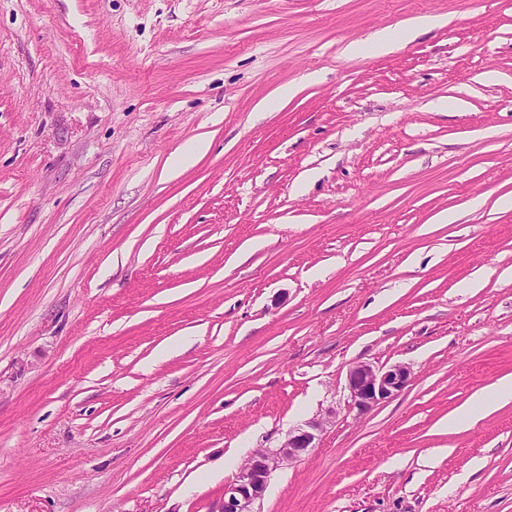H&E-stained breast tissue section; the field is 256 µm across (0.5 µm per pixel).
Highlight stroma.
Returning <instances> with one entry per match:
<instances>
[{"instance_id": "stroma-1", "label": "stroma", "mask_w": 512, "mask_h": 512, "mask_svg": "<svg viewBox=\"0 0 512 512\" xmlns=\"http://www.w3.org/2000/svg\"><path fill=\"white\" fill-rule=\"evenodd\" d=\"M511 196L512 0H0V512H512ZM411 378V369L404 364L377 367L369 362H357L346 372L349 406L357 414H364L375 405L397 397ZM512 398V378L501 379L487 391L478 396L477 400L448 420V426H457L461 421L475 424L491 410ZM336 413L327 412L288 431L287 438L276 448H263L250 456L238 469L232 481L225 484L224 495L216 512H257L272 474L282 467L301 461L318 447L327 424Z\"/></svg>"}]
</instances>
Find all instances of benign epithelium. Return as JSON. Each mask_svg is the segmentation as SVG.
Here are the masks:
<instances>
[{"label": "benign epithelium", "mask_w": 512, "mask_h": 512, "mask_svg": "<svg viewBox=\"0 0 512 512\" xmlns=\"http://www.w3.org/2000/svg\"><path fill=\"white\" fill-rule=\"evenodd\" d=\"M412 372L404 364L377 367L357 362L346 372V388L352 409L361 415L375 405L398 396L411 382ZM330 410L322 418L313 419L288 431L287 438L275 448H263L250 456L238 469L232 481L224 485V495L216 512H257L272 474L284 465L296 463L318 447L321 434L333 421Z\"/></svg>", "instance_id": "1"}]
</instances>
